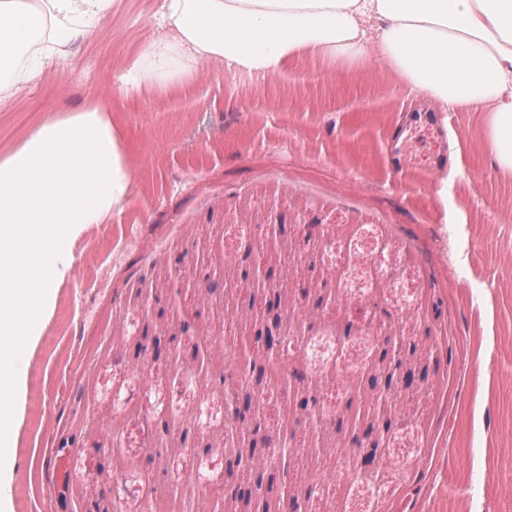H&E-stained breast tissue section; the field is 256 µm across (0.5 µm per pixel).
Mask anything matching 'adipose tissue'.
<instances>
[{"mask_svg": "<svg viewBox=\"0 0 512 512\" xmlns=\"http://www.w3.org/2000/svg\"><path fill=\"white\" fill-rule=\"evenodd\" d=\"M115 0H0V102L67 64ZM160 38L119 69L118 97L211 65L261 77L313 54L380 68L443 108L484 114L497 172L512 178V0H158ZM133 146L95 102L48 115L0 148V367L42 336L77 240L126 205Z\"/></svg>", "mask_w": 512, "mask_h": 512, "instance_id": "obj_1", "label": "adipose tissue"}]
</instances>
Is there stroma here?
Segmentation results:
<instances>
[{
  "label": "stroma",
  "mask_w": 512,
  "mask_h": 512,
  "mask_svg": "<svg viewBox=\"0 0 512 512\" xmlns=\"http://www.w3.org/2000/svg\"><path fill=\"white\" fill-rule=\"evenodd\" d=\"M157 8L118 0L77 40L67 70L47 65L0 105V143L46 113L110 98L114 58L135 60L159 37ZM336 70L311 55L266 78L214 65L143 90L127 112L139 183L123 211L78 240L47 331L13 366L29 386L7 445L15 512H143L147 502L210 512L227 459L251 442L230 432L224 358H264L256 336L272 288L280 358L304 363L306 394L333 417L350 419L349 400L371 393L384 337L414 345L407 367L428 372L396 394L400 422L364 474L346 429H312L287 383L263 380L261 432L292 438L302 454L291 487L316 488L305 512H502L512 502V179L494 168L482 114L453 110L451 175L394 174L389 142L426 101L385 74L339 81ZM257 261L271 283L241 277ZM205 270L223 274V289H175ZM318 276L335 299L298 304ZM192 314L197 330L183 333ZM203 333L216 345L201 373ZM155 336L175 337L174 354L155 355ZM59 447L71 475L61 494L44 458Z\"/></svg>",
  "instance_id": "stroma-1"
}]
</instances>
